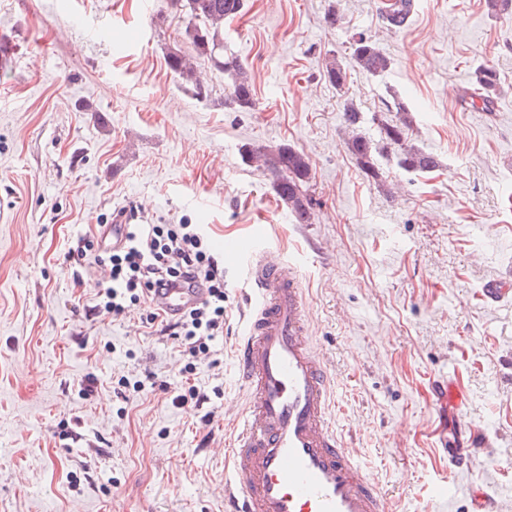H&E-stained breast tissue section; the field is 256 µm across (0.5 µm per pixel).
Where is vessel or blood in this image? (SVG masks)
<instances>
[{
	"mask_svg": "<svg viewBox=\"0 0 512 512\" xmlns=\"http://www.w3.org/2000/svg\"><path fill=\"white\" fill-rule=\"evenodd\" d=\"M261 234L224 242L249 274L254 302L236 360L248 388L224 472L226 512H389L386 498L333 427L332 376L312 346L302 292L291 268L263 259ZM206 297L199 282L156 289L176 318Z\"/></svg>",
	"mask_w": 512,
	"mask_h": 512,
	"instance_id": "1",
	"label": "vessel or blood"
}]
</instances>
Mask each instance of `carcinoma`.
<instances>
[{
  "label": "carcinoma",
  "instance_id": "obj_1",
  "mask_svg": "<svg viewBox=\"0 0 512 512\" xmlns=\"http://www.w3.org/2000/svg\"><path fill=\"white\" fill-rule=\"evenodd\" d=\"M170 4L176 13L185 18L181 35L194 46L196 56L230 76L231 83L224 105L235 111L252 109L255 105L254 90L248 72L234 56L224 54V20L241 13L243 0H170ZM414 9L413 0H387L383 3L381 18L386 26L401 29L408 23ZM166 65L181 84L192 89L195 95H208L193 63L181 51H169ZM391 65V58L373 39L358 35L350 43L349 62L344 64L336 59L328 62L324 76L340 88L349 67L378 77L386 74ZM499 91L497 71L481 63L475 67L472 87L464 90L461 100L478 98L482 102V110L492 112ZM391 109L397 112V117L380 121L379 139L375 141L357 131L361 111L352 101L344 102L345 122L352 127V135L346 144L360 168L372 178H379L377 156L388 149L395 151L399 167L408 172L430 173L439 168L440 160L435 154L409 143L408 132L413 121L404 103L395 101L393 106L386 107L388 111ZM243 157L262 160L273 177L275 194L300 221H308L313 199L308 193L311 168L306 154L287 145L274 150L258 146L245 148Z\"/></svg>",
  "mask_w": 512,
  "mask_h": 512
}]
</instances>
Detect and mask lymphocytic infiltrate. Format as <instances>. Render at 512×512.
Here are the masks:
<instances>
[{"label": "lymphocytic infiltrate", "mask_w": 512, "mask_h": 512, "mask_svg": "<svg viewBox=\"0 0 512 512\" xmlns=\"http://www.w3.org/2000/svg\"><path fill=\"white\" fill-rule=\"evenodd\" d=\"M106 265L109 280L97 294L95 308L103 315L123 316L129 307L146 308L144 321L154 324L160 313L153 289L180 278L198 279L207 291L201 305L189 310L169 328L192 372L198 355L209 354L212 341L224 333V266L213 254L196 224H130L122 245L113 249Z\"/></svg>", "instance_id": "obj_1"}]
</instances>
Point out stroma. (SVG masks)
<instances>
[{"label": "stroma", "mask_w": 512, "mask_h": 512, "mask_svg": "<svg viewBox=\"0 0 512 512\" xmlns=\"http://www.w3.org/2000/svg\"><path fill=\"white\" fill-rule=\"evenodd\" d=\"M383 0H244L224 46L255 105H224L228 78L201 65L198 97L169 71L193 55L168 0H0V512H225L228 405L245 406L235 351L246 275L224 264V334L193 373L142 308L101 316L114 216L200 225L215 256L262 225L293 268L313 347L334 376V427L393 512H512V12L485 0H417L387 29ZM336 9L338 20L326 15ZM370 35L381 77H324ZM499 73L494 112L462 103L474 68ZM400 100L431 174L379 156L368 177L346 145L343 103ZM289 145L310 161L308 222L243 160ZM91 242L85 257L68 248ZM195 389L206 403L176 404Z\"/></svg>", "instance_id": "stroma-1"}]
</instances>
